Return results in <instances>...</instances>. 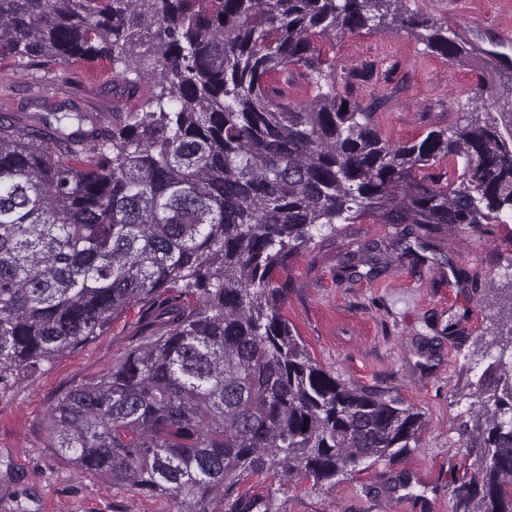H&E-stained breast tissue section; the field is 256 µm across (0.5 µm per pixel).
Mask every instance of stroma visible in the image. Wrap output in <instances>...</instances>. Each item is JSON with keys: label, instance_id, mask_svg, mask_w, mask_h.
I'll return each mask as SVG.
<instances>
[{"label": "stroma", "instance_id": "obj_1", "mask_svg": "<svg viewBox=\"0 0 512 512\" xmlns=\"http://www.w3.org/2000/svg\"><path fill=\"white\" fill-rule=\"evenodd\" d=\"M419 14L447 22L471 47L467 65L430 53L406 31H362L322 43L336 86L349 102L371 108L383 136L413 141L444 129L469 111L478 95L477 71L489 81H512V70L487 67L483 53L495 33L508 36L512 0H406ZM55 100L87 112L112 110V62L69 66ZM52 70L0 62V94L14 106L41 95ZM401 225L340 224L322 231L309 250L292 256L278 274L287 281L282 312L310 356L342 383L373 388L420 410L424 426L412 448L338 483L278 476L252 478L241 492L264 500L261 512H452L448 486L472 476L479 462L467 443L472 384L487 364L499 326L496 297L479 300L454 276L464 266L492 288L512 286V221L482 230L439 229L434 238L399 242ZM377 244L380 263L363 260ZM137 308L117 314L110 328L83 349L44 363L34 376L0 389V512H175L164 497L112 487L76 468L44 443V425L58 396L97 381L138 346ZM458 323L449 339L445 328Z\"/></svg>", "mask_w": 512, "mask_h": 512}]
</instances>
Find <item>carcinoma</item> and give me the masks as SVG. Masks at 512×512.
I'll return each mask as SVG.
<instances>
[{
    "label": "carcinoma",
    "mask_w": 512,
    "mask_h": 512,
    "mask_svg": "<svg viewBox=\"0 0 512 512\" xmlns=\"http://www.w3.org/2000/svg\"><path fill=\"white\" fill-rule=\"evenodd\" d=\"M394 29L450 64L471 54L406 0H0V61L110 58L122 101L108 123L0 96V385L139 306L141 344L60 397L48 447L176 512H241L249 477L317 484L409 451L423 414L319 367L277 279L337 224L430 234L512 213V86L405 143L337 91L314 38ZM290 66L304 102L269 84ZM476 385L479 469L452 512H512V326ZM288 77V97L291 101H305L312 95L313 88L309 84V77L306 75L303 68L297 66L288 67L287 73L273 76L271 82L273 85H282L285 78Z\"/></svg>",
    "instance_id": "1"
}]
</instances>
